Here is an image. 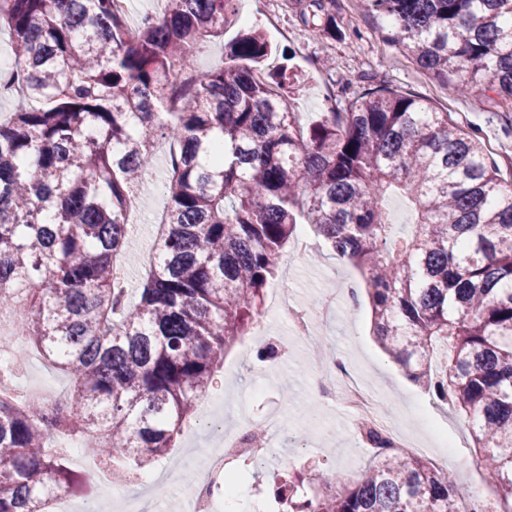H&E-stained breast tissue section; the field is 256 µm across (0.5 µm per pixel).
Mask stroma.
I'll list each match as a JSON object with an SVG mask.
<instances>
[{
	"mask_svg": "<svg viewBox=\"0 0 512 512\" xmlns=\"http://www.w3.org/2000/svg\"><path fill=\"white\" fill-rule=\"evenodd\" d=\"M324 5L333 20L334 30L329 34L304 27L296 0H236V13L223 36L200 48L197 66L202 70L223 66L225 43L242 30H262L274 46L262 73L267 76L283 68L295 77L289 96L302 122H311L325 111L328 98H335L342 109L346 106V90L384 84L427 99L437 111L448 113L458 125L476 132L503 175L512 174L511 105L483 86L454 92L452 86L422 71L410 55L389 41L385 20L373 14L364 0H324ZM168 151V144H157L153 173L131 209L137 229L129 243L126 274L132 289L141 276V258L154 249L155 226L167 210L164 185ZM303 236L308 251L301 255L286 251L273 284L274 289L287 290L289 302L310 306L323 289L358 282L356 269L346 260L327 249L313 253L316 237L311 230H304ZM265 326L269 342L282 346V358L258 363L257 342L238 343L224 359L221 383L208 392L209 399H223L225 426H234L246 414L275 420L271 429L278 441L274 456L266 465L240 472L234 490L235 512H272L275 501L264 489L281 465L299 469L313 462L355 478L365 471L373 456L372 449L354 433L346 413L336 406L317 403L312 391L317 372L301 340L291 335L287 314L269 312ZM321 330L327 344L347 360L374 393L385 414L420 441V457L452 473L459 493L481 482L466 419L411 381L383 352L371 331L367 302L354 307L340 303ZM16 384L23 390L39 386L58 396L66 392L68 380L33 352L20 368ZM209 446L210 438L203 432L191 441L180 439L168 459L146 467L139 481L108 490L85 482L69 496L114 503L138 492L147 512H182L184 505L177 490L185 486L187 474L202 466Z\"/></svg>",
	"mask_w": 512,
	"mask_h": 512,
	"instance_id": "35a3bbf8",
	"label": "stroma"
}]
</instances>
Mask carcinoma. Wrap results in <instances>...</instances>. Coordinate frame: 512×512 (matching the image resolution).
<instances>
[{
	"label": "carcinoma",
	"mask_w": 512,
	"mask_h": 512,
	"mask_svg": "<svg viewBox=\"0 0 512 512\" xmlns=\"http://www.w3.org/2000/svg\"><path fill=\"white\" fill-rule=\"evenodd\" d=\"M112 2L0 0L22 77L0 120V316L71 381L62 398L0 393V512H43L78 482L56 433L123 474L164 457L305 226L359 273L384 351L466 416L497 512H512V179L448 113L385 85L302 125L286 74L256 78L270 55L257 30L196 69L235 0H165L134 27ZM364 2L421 69L512 101V0ZM323 12L302 0L300 20L325 33ZM159 139L179 161L132 303L113 259ZM393 191L417 206L407 236ZM373 444L355 480L285 465L269 490L288 512H458L451 475Z\"/></svg>",
	"instance_id": "1"
}]
</instances>
